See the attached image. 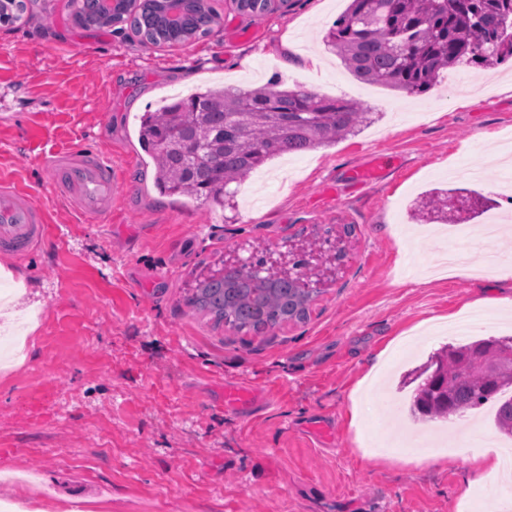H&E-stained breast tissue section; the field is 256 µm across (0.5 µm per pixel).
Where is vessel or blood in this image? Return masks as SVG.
<instances>
[{"label": "vessel or blood", "instance_id": "1", "mask_svg": "<svg viewBox=\"0 0 512 512\" xmlns=\"http://www.w3.org/2000/svg\"><path fill=\"white\" fill-rule=\"evenodd\" d=\"M47 185L69 195L89 219L100 218L112 203L116 172L102 156L69 151L42 157ZM46 216L18 185L0 181V248L22 251L39 241Z\"/></svg>", "mask_w": 512, "mask_h": 512}]
</instances>
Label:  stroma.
<instances>
[{"instance_id": "1", "label": "stroma", "mask_w": 512, "mask_h": 512, "mask_svg": "<svg viewBox=\"0 0 512 512\" xmlns=\"http://www.w3.org/2000/svg\"><path fill=\"white\" fill-rule=\"evenodd\" d=\"M69 0H34V19L0 26V176L46 214L44 237L0 251V501L20 512H512V481L475 480L464 432L507 437L496 404L420 424L406 375L448 344L512 336V319L461 336L485 297L512 299V276L427 275L466 243L512 267V187L491 162L512 130V58L449 70L410 96L357 81L323 37L348 0H285L239 13L212 0L214 31L182 47H145L131 31L78 30ZM323 50L315 76L284 65L283 42ZM280 76L359 101L375 123L335 146L279 157L223 207L160 194L139 119L179 94ZM110 156L116 206L88 223L46 185L49 151ZM352 225L344 234V225ZM340 243L306 321L269 336L215 325L185 300L242 256ZM352 423V394L380 362ZM229 385L249 388L240 408Z\"/></svg>"}]
</instances>
